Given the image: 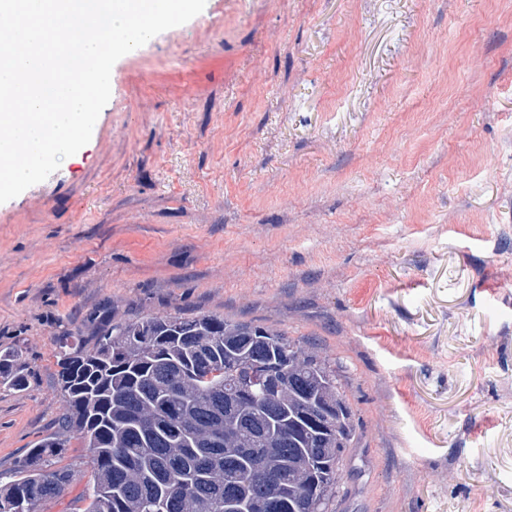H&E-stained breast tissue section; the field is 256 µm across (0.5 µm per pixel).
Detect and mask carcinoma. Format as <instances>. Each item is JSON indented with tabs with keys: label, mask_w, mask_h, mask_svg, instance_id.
Returning <instances> with one entry per match:
<instances>
[{
	"label": "carcinoma",
	"mask_w": 512,
	"mask_h": 512,
	"mask_svg": "<svg viewBox=\"0 0 512 512\" xmlns=\"http://www.w3.org/2000/svg\"><path fill=\"white\" fill-rule=\"evenodd\" d=\"M87 350L73 333L56 343L65 406L58 431L0 484V512H38L73 482L47 468L70 442L89 450L83 512H308L309 496H338L357 433L339 364L281 331L220 315L161 314L107 323ZM279 384L230 399L255 362ZM25 369L0 350V387H24Z\"/></svg>",
	"instance_id": "carcinoma-1"
}]
</instances>
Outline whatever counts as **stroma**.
I'll return each mask as SVG.
<instances>
[{"label":"stroma","mask_w":512,"mask_h":512,"mask_svg":"<svg viewBox=\"0 0 512 512\" xmlns=\"http://www.w3.org/2000/svg\"><path fill=\"white\" fill-rule=\"evenodd\" d=\"M155 313L339 363L336 512H512V0H206L121 57L90 141L0 203L1 483L56 429L61 335ZM13 351L0 350V387L20 389L25 385L26 373L23 366L16 363Z\"/></svg>","instance_id":"35a3bbf8"}]
</instances>
